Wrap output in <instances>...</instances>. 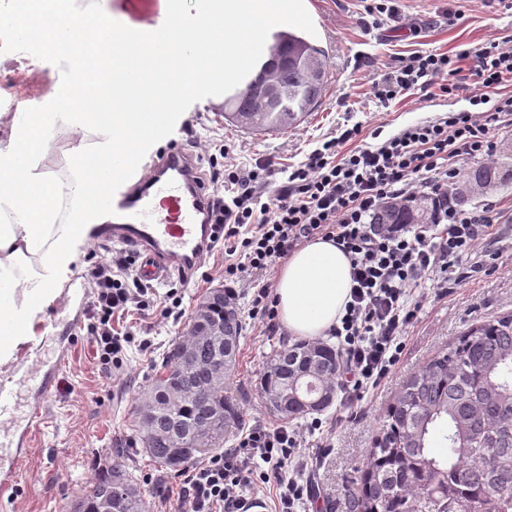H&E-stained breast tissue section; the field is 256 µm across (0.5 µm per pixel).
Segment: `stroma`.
Segmentation results:
<instances>
[{"label": "stroma", "instance_id": "obj_1", "mask_svg": "<svg viewBox=\"0 0 512 512\" xmlns=\"http://www.w3.org/2000/svg\"><path fill=\"white\" fill-rule=\"evenodd\" d=\"M405 22L420 32L396 36L393 23L364 28L360 0H312V24L305 36L327 53L325 88L317 108L300 125L276 132H248L224 121L220 81L198 85L176 106L158 134L143 145L134 167L141 175L161 154L184 146L197 155L202 173L210 171V154L216 144L230 146L231 161L243 170L268 160L281 170L300 165L321 144L340 134L343 126L362 123L361 145H375L402 128L444 117L448 111H485L467 96L453 99L412 95L382 107L370 94L373 80L384 66L399 56L416 52L454 54L475 48L490 38L512 37V9L503 0H397ZM167 8L166 0H73L75 13L111 11L116 23L152 32ZM66 61L43 55L36 44H18L0 30V139H6L17 112H41L52 96L46 86L62 88L69 80ZM100 133L80 130L54 139L44 160L55 177L73 175L71 158L82 145L101 141ZM473 210L500 211L495 233L485 241L481 267L462 266L460 286L445 297L425 291L420 311L410 327L406 349L390 378L359 399L362 412L348 416L340 406L322 412L328 423L324 436H310L301 451L315 457L327 452L314 480L319 488L306 512H349L368 450L402 381L471 325L512 312V192L497 191L479 197ZM111 243L91 238L82 247L59 296L41 321L33 325L35 339L17 352L5 374L51 370L56 374L41 401L20 390L13 415L0 419V437L26 434L23 455L10 461L16 484L0 487V512H71L79 494L106 470L118 466L132 474L141 488L149 512H180L176 493L183 475L156 468L142 450L135 430V411L161 369L172 343L185 340L190 319L206 294L224 285V247L216 245L191 279L171 276L158 284L165 295L176 289L182 303L170 317L136 307L115 313L112 330L133 333L127 348L130 372L123 379L104 378L96 352L91 313L93 290L86 274L111 250ZM252 285L240 286L236 302L241 312L243 337L234 377L229 381L240 414V429L255 424L278 426L265 408L261 377L268 357L288 332H268L250 315ZM40 406L39 420H31L32 406Z\"/></svg>", "mask_w": 512, "mask_h": 512}]
</instances>
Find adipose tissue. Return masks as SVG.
<instances>
[{
    "mask_svg": "<svg viewBox=\"0 0 512 512\" xmlns=\"http://www.w3.org/2000/svg\"><path fill=\"white\" fill-rule=\"evenodd\" d=\"M29 12L0 10V28L43 54L66 59L75 76L42 112H20L0 146V366L32 337L33 320L58 296L80 247L112 213L99 195L116 177L114 156L136 161L144 142L201 81L237 78L266 29L300 19L298 0H209L190 17L171 0L162 20L164 50L133 40L109 14L73 13L69 0H31ZM105 134L94 155H79L67 223H58L64 186L38 168L64 122ZM350 261L317 237L280 269L275 293L290 335L313 339L339 324Z\"/></svg>",
    "mask_w": 512,
    "mask_h": 512,
    "instance_id": "obj_1",
    "label": "adipose tissue"
}]
</instances>
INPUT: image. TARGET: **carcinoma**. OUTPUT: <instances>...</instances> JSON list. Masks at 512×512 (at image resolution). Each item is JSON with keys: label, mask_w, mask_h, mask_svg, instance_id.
I'll return each instance as SVG.
<instances>
[{"label": "carcinoma", "mask_w": 512, "mask_h": 512, "mask_svg": "<svg viewBox=\"0 0 512 512\" xmlns=\"http://www.w3.org/2000/svg\"><path fill=\"white\" fill-rule=\"evenodd\" d=\"M274 49L284 65L264 63L239 95L224 105V121L256 132H275L304 120L324 88L325 51L288 32ZM512 185V168L477 165L450 186L448 206L462 210L479 196ZM373 224H434L432 200L388 202ZM189 356L169 351L140 405L137 428L145 453L161 469L180 472L214 452L238 416L224 396L235 370L243 324L224 291L195 310ZM340 371L335 346L320 340L282 342L266 363L264 397H288L276 414L293 421L310 414L298 396L300 377L333 380ZM442 442L448 453L431 448ZM183 445L179 449L176 444ZM184 453L175 462L178 453ZM369 464L352 512H512V313L471 326L400 386L369 449ZM122 512H148L135 480L114 468L80 496L74 512H101L105 500Z\"/></svg>", "instance_id": "carcinoma-1"}]
</instances>
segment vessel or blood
Masks as SVG:
<instances>
[{
  "label": "vessel or blood",
  "mask_w": 512,
  "mask_h": 512,
  "mask_svg": "<svg viewBox=\"0 0 512 512\" xmlns=\"http://www.w3.org/2000/svg\"><path fill=\"white\" fill-rule=\"evenodd\" d=\"M112 221L102 238L131 246L141 261L137 274L145 283L159 284L171 275L191 278L217 243L218 230L209 222L213 198L200 174L196 154L187 148L170 151L134 186L110 185ZM51 374H18L0 379V418L12 415L18 386L45 394Z\"/></svg>",
  "instance_id": "vessel-or-blood-1"
}]
</instances>
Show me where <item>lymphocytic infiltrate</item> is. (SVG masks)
<instances>
[{"instance_id":"lymphocytic-infiltrate-1","label":"lymphocytic infiltrate","mask_w":512,"mask_h":512,"mask_svg":"<svg viewBox=\"0 0 512 512\" xmlns=\"http://www.w3.org/2000/svg\"><path fill=\"white\" fill-rule=\"evenodd\" d=\"M441 96L466 94L489 103L484 112L449 111L434 122L406 126L384 142L356 146L362 126L344 129L324 141L294 168L280 186L267 162L245 171L229 163L228 145L219 153L226 163L212 169L211 182H223L215 218L224 241V287L256 285L253 313L276 326V300L264 277L277 260L303 241L321 235L335 240L352 269L350 299L333 331L339 341L343 372L339 392L354 400L384 383L399 363L405 338L419 311L417 291L429 285L447 290L460 265L480 250V242L497 217L490 211L449 208L444 195L465 162L492 158L497 126L512 116V38L492 39L455 55L415 53L394 59L371 94L382 105L429 88ZM351 150L339 153L341 144ZM426 195L438 205V221L417 230L404 224H374L370 218L387 201H410ZM88 277L96 292L94 329L105 378L126 374L129 337L113 334L111 317L128 305L142 311L155 305L152 289L136 274V258L112 251ZM315 418L305 428L245 430L236 448L193 468L184 483L182 512H243V489L253 481L273 484L278 512H297L311 493L309 482L289 477L304 433L321 429Z\"/></svg>"}]
</instances>
